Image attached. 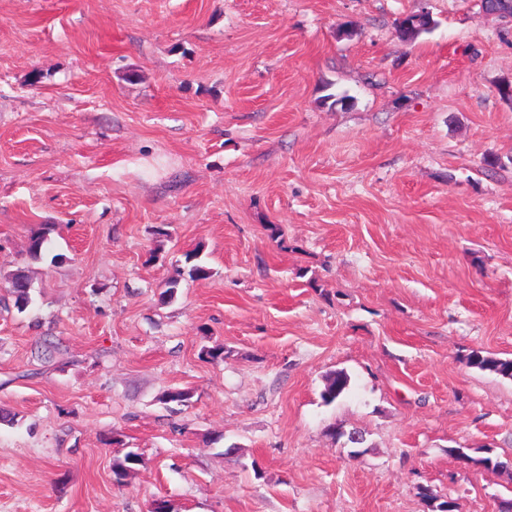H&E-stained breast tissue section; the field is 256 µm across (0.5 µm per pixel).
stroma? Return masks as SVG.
<instances>
[{
  "label": "stroma",
  "instance_id": "35a3bbf8",
  "mask_svg": "<svg viewBox=\"0 0 512 512\" xmlns=\"http://www.w3.org/2000/svg\"><path fill=\"white\" fill-rule=\"evenodd\" d=\"M507 84L479 0H0V289L33 299L0 305V512H498L512 467L466 459L512 460V378L468 357L512 359ZM9 287L7 288L8 294L14 297L16 308L23 312L29 305L31 288L29 277L22 271L9 274L6 278ZM350 386V377L345 371L339 370L331 373L322 392V399L326 403H333L341 397ZM126 449L118 450L112 463L113 483L117 487L126 486L129 479L136 473L137 466L142 462L140 453L133 449Z\"/></svg>",
  "mask_w": 512,
  "mask_h": 512
}]
</instances>
